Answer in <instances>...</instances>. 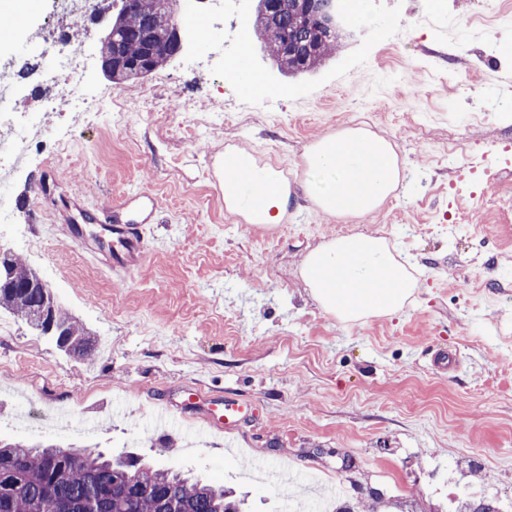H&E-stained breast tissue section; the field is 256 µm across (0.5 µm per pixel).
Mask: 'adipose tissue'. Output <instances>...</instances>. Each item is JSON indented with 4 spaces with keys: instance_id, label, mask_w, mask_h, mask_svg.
Masks as SVG:
<instances>
[{
    "instance_id": "1",
    "label": "adipose tissue",
    "mask_w": 512,
    "mask_h": 512,
    "mask_svg": "<svg viewBox=\"0 0 512 512\" xmlns=\"http://www.w3.org/2000/svg\"><path fill=\"white\" fill-rule=\"evenodd\" d=\"M303 164L317 179L308 194L329 215L364 216L398 188L392 144L363 129L332 134L306 148ZM226 208L250 224L280 223L288 189L273 169L243 150L224 155L220 180ZM314 298L341 321L399 312L414 284L385 239L343 236L311 252L301 268Z\"/></svg>"
}]
</instances>
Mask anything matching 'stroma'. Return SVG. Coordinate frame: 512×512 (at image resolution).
I'll return each instance as SVG.
<instances>
[{
  "mask_svg": "<svg viewBox=\"0 0 512 512\" xmlns=\"http://www.w3.org/2000/svg\"><path fill=\"white\" fill-rule=\"evenodd\" d=\"M367 36L314 71L248 59L266 90L227 80L238 50V0L217 35L149 76L120 84L90 70L92 110L42 112L34 79L22 107L44 128L10 194L48 197L0 226L14 250L96 334L90 360L67 356L13 320L0 335V437L134 452L223 482L245 512H289L250 460L294 465L341 500L383 493L378 512H454L496 497L512 512V0H357ZM51 0H34L0 35V64L40 32ZM346 128L391 142L403 180L373 213L318 211L305 149ZM247 151L287 180L282 223H246L224 206V151ZM144 191L159 201L143 229L147 261L104 271L67 235L90 212ZM353 234L385 238L415 283L396 314L354 324L327 314L301 277L306 256ZM251 403L237 432L216 437L177 419L153 425L156 398L194 390ZM59 406L95 431L49 430ZM352 471L340 469L341 456Z\"/></svg>",
  "mask_w": 512,
  "mask_h": 512,
  "instance_id": "35a3bbf8",
  "label": "stroma"
}]
</instances>
